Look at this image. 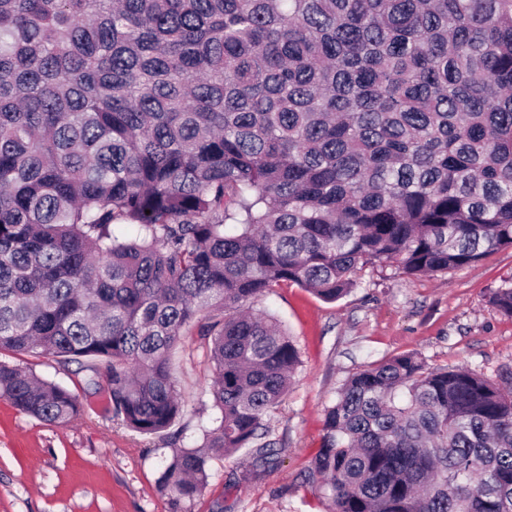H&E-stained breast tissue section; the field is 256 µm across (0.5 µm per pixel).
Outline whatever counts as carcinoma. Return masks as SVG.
I'll return each mask as SVG.
<instances>
[{"label": "carcinoma", "instance_id": "carcinoma-1", "mask_svg": "<svg viewBox=\"0 0 512 512\" xmlns=\"http://www.w3.org/2000/svg\"><path fill=\"white\" fill-rule=\"evenodd\" d=\"M505 247L512 0H0V351L94 361L88 387L155 435L197 325L215 417L167 458L177 507L220 457L280 463L265 417L300 354L260 297L336 301L368 264L431 275ZM489 302L512 317V280ZM504 380L416 353L350 376L309 473L327 512H512ZM0 398L83 411L1 361Z\"/></svg>", "mask_w": 512, "mask_h": 512}]
</instances>
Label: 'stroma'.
<instances>
[{
  "label": "stroma",
  "mask_w": 512,
  "mask_h": 512,
  "mask_svg": "<svg viewBox=\"0 0 512 512\" xmlns=\"http://www.w3.org/2000/svg\"><path fill=\"white\" fill-rule=\"evenodd\" d=\"M510 278L507 247L474 266L426 276L369 265L359 287L334 302L295 284L262 297L258 308L275 315L300 350L292 384L266 418L282 462L249 479L244 453L214 461L191 512H211L219 499L224 512H326L308 474L337 388L365 366L409 352L432 367L465 365L492 378L512 371V318L488 299ZM0 361L66 386L84 404L77 419L49 424L0 398V512H172L160 483L171 434L142 435L114 420L105 393L87 391L86 360L0 351ZM172 367L183 412L171 433L182 445L201 444V428L214 414L213 374L197 330L182 336Z\"/></svg>",
  "instance_id": "1"
}]
</instances>
